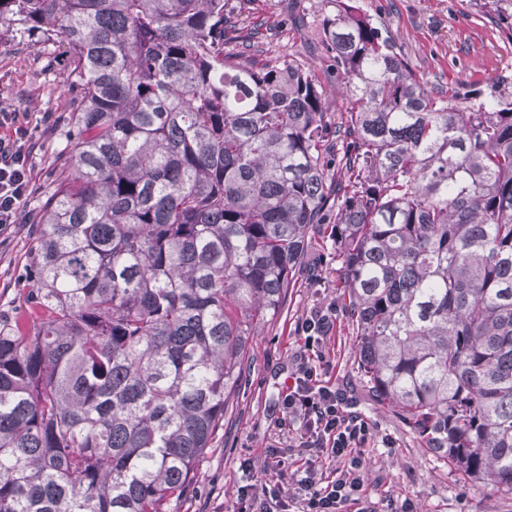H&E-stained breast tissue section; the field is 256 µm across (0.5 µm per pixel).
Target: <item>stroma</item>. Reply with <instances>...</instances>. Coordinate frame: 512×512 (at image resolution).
<instances>
[{
	"instance_id": "obj_1",
	"label": "stroma",
	"mask_w": 512,
	"mask_h": 512,
	"mask_svg": "<svg viewBox=\"0 0 512 512\" xmlns=\"http://www.w3.org/2000/svg\"><path fill=\"white\" fill-rule=\"evenodd\" d=\"M357 12L384 22L418 77L435 90H485L489 79L512 77V30L492 23L474 0H350ZM246 13L273 28L263 57L287 55L314 66L331 103L332 122L345 118L349 102L336 87V75L318 30L327 9L323 0H247ZM66 60L50 45L0 43V107L33 117L51 112L60 124L44 128L32 157L34 208L51 187L58 157L71 129L72 95L64 88ZM29 228L19 225L0 242V313L11 314L22 302L16 286L25 265ZM336 260L321 236L312 235L306 263L294 288L272 321L250 337L243 361V380L226 404L185 494L166 512H235L241 463H262L264 448L275 437L278 392L303 350L295 331L312 309L342 302L336 286ZM334 358L336 383L350 393L373 429L363 469L367 512H512V494L465 481L446 458L413 435L397 408L374 403L357 369L355 332L345 313L327 345Z\"/></svg>"
}]
</instances>
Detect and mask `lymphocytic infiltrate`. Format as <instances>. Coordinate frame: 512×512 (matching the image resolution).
<instances>
[{
  "mask_svg": "<svg viewBox=\"0 0 512 512\" xmlns=\"http://www.w3.org/2000/svg\"><path fill=\"white\" fill-rule=\"evenodd\" d=\"M53 120L44 113L40 125H30L24 112L0 109V236L21 224L22 203L31 192L29 159L41 126ZM336 324L335 306L314 310L301 323L306 354L279 394V424L298 448L292 484L282 481L289 460L279 444L265 450L262 467L247 462L250 476L239 495L247 512H346L358 504L363 481V452L370 426L357 403L329 381L332 362L324 347ZM336 462L324 472L322 461Z\"/></svg>",
  "mask_w": 512,
  "mask_h": 512,
  "instance_id": "lymphocytic-infiltrate-1",
  "label": "lymphocytic infiltrate"
}]
</instances>
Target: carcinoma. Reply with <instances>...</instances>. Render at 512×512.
<instances>
[{
    "mask_svg": "<svg viewBox=\"0 0 512 512\" xmlns=\"http://www.w3.org/2000/svg\"><path fill=\"white\" fill-rule=\"evenodd\" d=\"M475 5L512 29V0ZM325 6L345 129L310 66L256 65L239 0H0V41L52 45L78 88L25 305L0 317V512L183 495L314 226L373 400L512 494V82L461 107Z\"/></svg>",
    "mask_w": 512,
    "mask_h": 512,
    "instance_id": "cac0c4a2",
    "label": "carcinoma"
}]
</instances>
